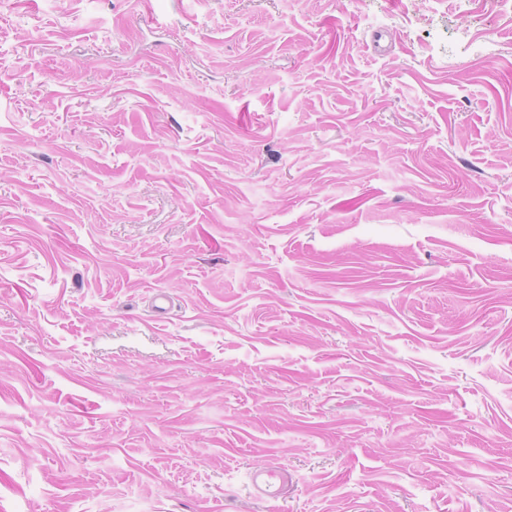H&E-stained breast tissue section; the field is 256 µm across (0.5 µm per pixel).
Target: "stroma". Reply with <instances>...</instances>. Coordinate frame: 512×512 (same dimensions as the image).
I'll return each instance as SVG.
<instances>
[{"instance_id":"35a3bbf8","label":"stroma","mask_w":512,"mask_h":512,"mask_svg":"<svg viewBox=\"0 0 512 512\" xmlns=\"http://www.w3.org/2000/svg\"><path fill=\"white\" fill-rule=\"evenodd\" d=\"M0 512H512V0H0ZM288 482V473L280 466L269 464L249 471V486L253 496L263 502H276Z\"/></svg>"}]
</instances>
